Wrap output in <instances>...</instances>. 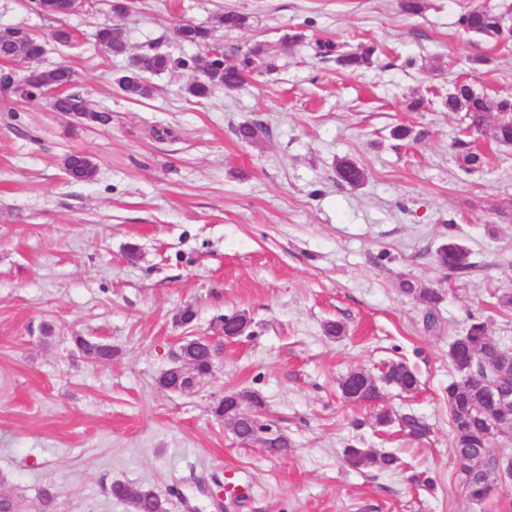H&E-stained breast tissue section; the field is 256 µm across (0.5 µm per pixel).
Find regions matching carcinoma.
<instances>
[{
    "instance_id": "1",
    "label": "carcinoma",
    "mask_w": 512,
    "mask_h": 512,
    "mask_svg": "<svg viewBox=\"0 0 512 512\" xmlns=\"http://www.w3.org/2000/svg\"><path fill=\"white\" fill-rule=\"evenodd\" d=\"M218 22L226 30H235L245 26L246 17L228 10L218 15ZM458 25L466 32L498 40L505 36L502 16L483 7H472L462 13ZM179 40L188 45L206 50L202 56L174 57L155 51L154 48L141 53L136 67L115 78V84L129 98H145L151 88L148 76L165 71L201 70V79L187 87V93L198 100L207 98L213 89L222 87L233 90L245 82L255 69L267 72L276 70V64L268 55L266 46L256 44L248 52L234 58L224 55V51L210 45V30L193 24H182L176 28ZM98 44L104 52L111 55H123L127 51V40L123 29L118 24H104L96 33ZM324 56L335 57L336 64L343 69L354 70L372 63L376 48L372 44H360L351 50L324 41L317 43ZM0 51L12 55L15 64L34 63L44 55L43 41L36 34L25 28L12 26L0 28ZM36 82L31 84L30 96L41 95L47 90L65 89L64 94L52 99L53 107L59 112L73 113L83 119L104 123L108 121L105 112L90 109L80 94L71 91L74 81L72 70L66 65H59L50 70L33 69ZM448 111L463 113L467 128L476 133H489L499 143H512V97H504L489 104L486 98L477 93L472 86L461 82L448 92ZM496 109L498 122L488 124V112ZM235 134L239 140L254 143L267 134V129L258 122L243 123L237 127ZM68 177L78 181H89L95 173V166L90 157L70 155L64 162ZM336 174L341 182L350 187H358L366 179L365 170L355 162L342 159L336 166ZM437 265L448 272L450 278H463L471 274L473 263L470 252L454 238L442 244L435 253ZM402 294L415 299L425 309L426 327H437V308L441 301L440 293L435 290L419 288L410 279H402L398 284ZM75 347L89 360L96 362L112 359V345L95 340L89 336H74ZM191 361L195 374L208 376L212 373L205 353L197 350L192 340L179 346ZM449 361L455 376L448 381L445 393L448 397L449 422L453 447L458 464L459 485L465 495L474 501L490 498L494 489H489L476 482L471 475L472 469L492 470L497 458L508 457V449L495 453L494 442L488 439L487 423L494 415L480 399V383H497L508 381L512 374V349L503 345L490 335L487 322L478 317L469 319V323L460 336L454 337L448 351ZM381 377L390 385L404 393L416 392L421 380L406 362L391 361L380 369ZM215 414L225 417L235 436H245L250 431L247 421L237 418L230 408L219 402ZM398 433L410 441L421 442L429 438L430 426L416 415L404 417V426ZM346 464L357 470L385 471L396 469L400 458L390 452H381L372 448H362L350 444L344 450ZM112 497L126 503L130 512H169V502L149 489L129 483L116 481L111 485ZM21 504L12 491L0 484V512H16Z\"/></svg>"
}]
</instances>
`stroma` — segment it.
<instances>
[{"label": "stroma", "mask_w": 512, "mask_h": 512, "mask_svg": "<svg viewBox=\"0 0 512 512\" xmlns=\"http://www.w3.org/2000/svg\"><path fill=\"white\" fill-rule=\"evenodd\" d=\"M111 2L55 18L0 0V27L46 38L38 69L69 65L74 91L111 115L78 120L0 89V481L25 512L47 493L54 512H129L110 494L116 481L167 498L170 512H512V484L490 503L462 492L444 393L449 345L470 316L512 347V308L496 303L512 289V145L465 137L444 104L460 80L491 102L512 96V40L457 24L479 3L512 26V0H425L419 15L397 0H133L118 57L94 37ZM229 9L245 28L217 24ZM183 20L211 28L228 55L265 43L277 71L202 102L186 92L194 70L153 75L149 97H124L114 79L142 46L194 54L174 32ZM62 26L72 46L52 41ZM296 30L304 42L283 46ZM318 39L371 42L379 55L347 71L316 56ZM420 96L427 108L410 109ZM252 121L268 134L242 142L234 130ZM398 125L411 137L394 139ZM463 140L483 154L480 171L459 168ZM76 152L93 160L92 180L65 174ZM343 158L364 168V185L338 180ZM451 237L475 264L460 280L435 262ZM404 278L440 292L437 328L400 292ZM232 314L250 325L221 343L212 375L187 393L161 388L183 337L219 341ZM330 320L342 336L325 335ZM76 334L111 344V361L74 350ZM393 360L422 385L382 387V402L431 425L419 444L379 431L371 407L340 394L350 370ZM246 390L290 439L287 456L239 443L215 415L224 394ZM356 439L400 466L351 469L344 450ZM419 472L434 489L411 483Z\"/></svg>", "instance_id": "obj_1"}]
</instances>
